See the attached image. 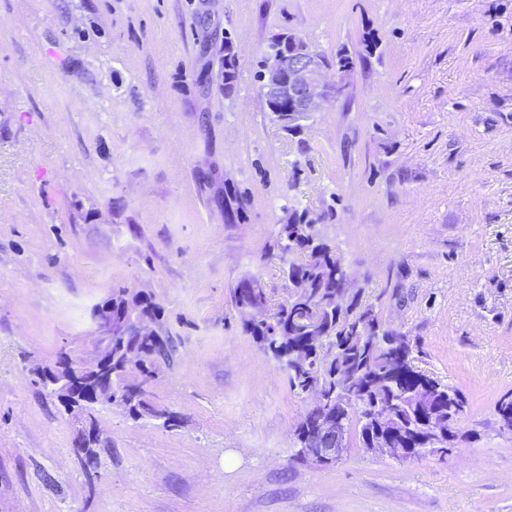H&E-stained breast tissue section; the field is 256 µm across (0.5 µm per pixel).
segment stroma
I'll return each instance as SVG.
<instances>
[{
  "mask_svg": "<svg viewBox=\"0 0 512 512\" xmlns=\"http://www.w3.org/2000/svg\"><path fill=\"white\" fill-rule=\"evenodd\" d=\"M285 32L354 64L299 134L259 92ZM302 212L466 396L463 443L294 459L311 399L231 293L285 301ZM116 285L164 310L149 390L180 423L96 408L89 471L31 371L85 350ZM511 392L512 0H0V512H512Z\"/></svg>",
  "mask_w": 512,
  "mask_h": 512,
  "instance_id": "35a3bbf8",
  "label": "stroma"
}]
</instances>
